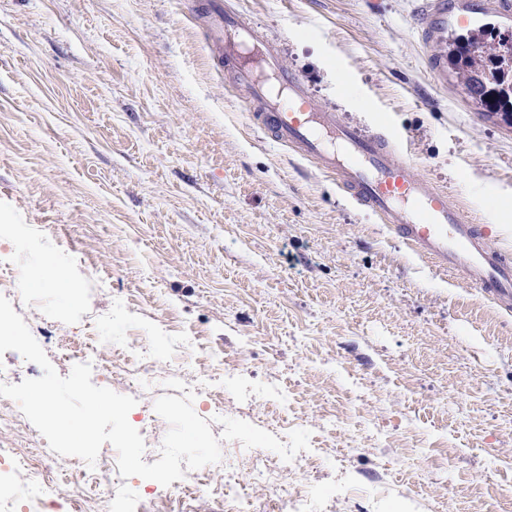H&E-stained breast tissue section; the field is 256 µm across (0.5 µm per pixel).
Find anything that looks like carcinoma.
<instances>
[{"label":"carcinoma","mask_w":512,"mask_h":512,"mask_svg":"<svg viewBox=\"0 0 512 512\" xmlns=\"http://www.w3.org/2000/svg\"><path fill=\"white\" fill-rule=\"evenodd\" d=\"M480 43L487 48L486 57L471 58L461 52L462 44ZM456 63L459 65V77L462 86L467 87L473 81L482 78L486 91L482 97L471 100L485 110L489 116L497 112L512 113V67L503 70V65L512 61V39L494 37L484 29H477L470 38L457 42L454 50Z\"/></svg>","instance_id":"1"}]
</instances>
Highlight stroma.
<instances>
[{"label": "stroma", "mask_w": 512, "mask_h": 512, "mask_svg": "<svg viewBox=\"0 0 512 512\" xmlns=\"http://www.w3.org/2000/svg\"><path fill=\"white\" fill-rule=\"evenodd\" d=\"M419 0H224L351 124L387 125L427 184L512 261V126L428 74ZM185 0H0V263L49 361L94 331L93 384L135 397L161 446L163 395L263 430H310L292 473L315 512H512V308L443 273L335 176L256 130L245 90ZM70 275L76 295L54 288ZM274 384L287 402L265 396ZM210 493L113 479L99 453L86 512L130 494L225 512L235 465L253 512L265 478L223 441ZM357 492L344 497L342 486Z\"/></svg>", "instance_id": "obj_1"}]
</instances>
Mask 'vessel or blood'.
I'll return each instance as SVG.
<instances>
[{
	"instance_id": "obj_1",
	"label": "vessel or blood",
	"mask_w": 512,
	"mask_h": 512,
	"mask_svg": "<svg viewBox=\"0 0 512 512\" xmlns=\"http://www.w3.org/2000/svg\"><path fill=\"white\" fill-rule=\"evenodd\" d=\"M457 0H428L419 20L429 46L434 79L448 78V15ZM209 35L220 58L233 62L235 82L257 107L254 126L272 141L293 147L335 175L341 187L407 244L442 269L512 307V262L490 248L484 225L467 220L447 193L428 187L400 143L345 124L337 113L315 106L306 78L284 68L275 46L238 16L211 0Z\"/></svg>"
}]
</instances>
